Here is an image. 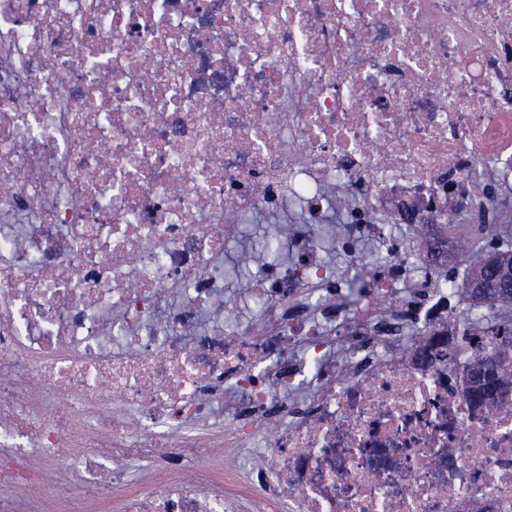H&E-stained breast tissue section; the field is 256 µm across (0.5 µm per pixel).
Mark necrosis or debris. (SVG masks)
I'll list each match as a JSON object with an SVG mask.
<instances>
[{
  "label": "necrosis or debris",
  "mask_w": 512,
  "mask_h": 512,
  "mask_svg": "<svg viewBox=\"0 0 512 512\" xmlns=\"http://www.w3.org/2000/svg\"><path fill=\"white\" fill-rule=\"evenodd\" d=\"M510 213L512 0H0V512H512V329L413 264ZM245 225V231L248 235H250L256 243L259 244L267 239L263 244V250L265 254H267L270 257L273 258H280L281 256V243L277 239H268L266 237L267 233L270 231L271 227L270 225L273 224H244ZM373 263L367 262L362 264L359 269L355 271L353 274V270L349 273V275L353 274L347 280V290L348 294L346 296V300L349 304L357 305L360 302V299L367 293L368 285L371 280L375 279V275L372 271ZM345 295H346V285H343L341 280L340 288L337 289L336 292V303H339L342 307H345Z\"/></svg>",
  "instance_id": "1"
}]
</instances>
